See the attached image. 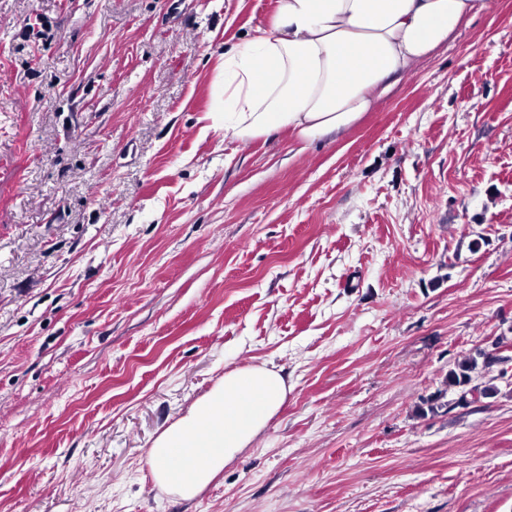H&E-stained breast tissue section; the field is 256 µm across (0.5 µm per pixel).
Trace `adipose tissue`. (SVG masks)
Instances as JSON below:
<instances>
[{
    "label": "adipose tissue",
    "instance_id": "ef3b65f1",
    "mask_svg": "<svg viewBox=\"0 0 512 512\" xmlns=\"http://www.w3.org/2000/svg\"><path fill=\"white\" fill-rule=\"evenodd\" d=\"M478 0H277L271 27L225 49L214 113L226 139L341 132L392 78L447 41ZM288 384L265 365L233 368L149 448L154 479L196 497L268 426Z\"/></svg>",
    "mask_w": 512,
    "mask_h": 512
}]
</instances>
